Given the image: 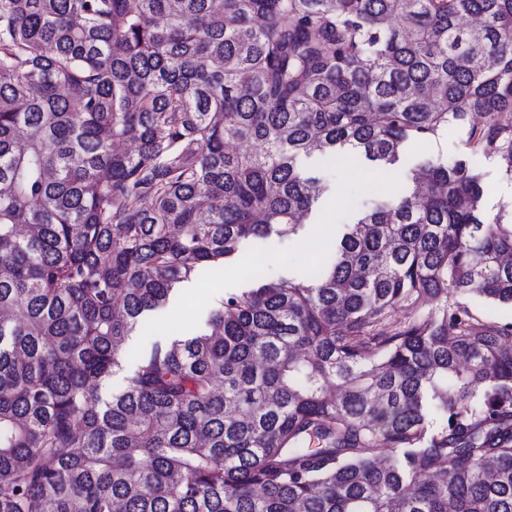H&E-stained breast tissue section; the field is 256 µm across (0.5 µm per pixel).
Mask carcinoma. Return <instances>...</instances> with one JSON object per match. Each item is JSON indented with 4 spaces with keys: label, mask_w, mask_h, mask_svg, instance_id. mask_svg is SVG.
<instances>
[{
    "label": "carcinoma",
    "mask_w": 512,
    "mask_h": 512,
    "mask_svg": "<svg viewBox=\"0 0 512 512\" xmlns=\"http://www.w3.org/2000/svg\"><path fill=\"white\" fill-rule=\"evenodd\" d=\"M450 125L512 177V0H0V512H512V323L460 301L512 304V224L461 160L98 393L297 233L300 154L389 172Z\"/></svg>",
    "instance_id": "cac0c4a2"
}]
</instances>
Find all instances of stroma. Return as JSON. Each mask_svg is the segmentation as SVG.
I'll use <instances>...</instances> for the list:
<instances>
[{
    "label": "stroma",
    "instance_id": "35a3bbf8",
    "mask_svg": "<svg viewBox=\"0 0 512 512\" xmlns=\"http://www.w3.org/2000/svg\"><path fill=\"white\" fill-rule=\"evenodd\" d=\"M436 158L464 160L481 175L485 216L512 213V177L502 172L495 158L468 145L466 131L459 126L448 127L432 141L406 145L397 169L390 172L374 170L363 162L340 165L333 157L319 153L300 156L302 173L319 179L325 192L297 234L282 237L273 233L243 241L224 267L205 269L196 281L179 287L170 303L151 316L148 329L127 339L126 351L143 349L162 337L194 335L224 294L252 287L255 271H262L270 280L310 278L332 257L324 229L339 228L352 222L357 212L403 195L412 185L414 171Z\"/></svg>",
    "mask_w": 512,
    "mask_h": 512
}]
</instances>
